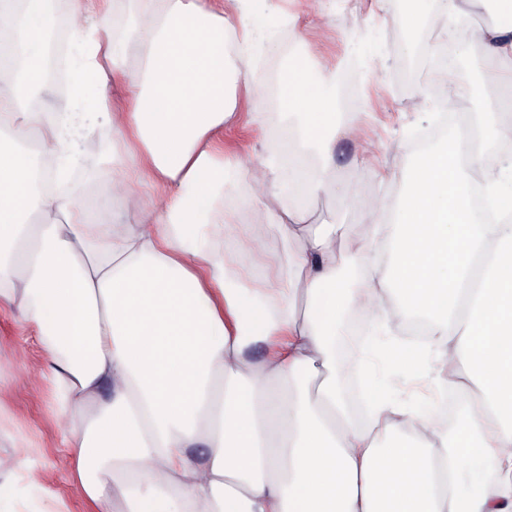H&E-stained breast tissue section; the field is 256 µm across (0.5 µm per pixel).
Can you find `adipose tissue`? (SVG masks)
Returning <instances> with one entry per match:
<instances>
[{
    "label": "adipose tissue",
    "instance_id": "ef3b65f1",
    "mask_svg": "<svg viewBox=\"0 0 512 512\" xmlns=\"http://www.w3.org/2000/svg\"><path fill=\"white\" fill-rule=\"evenodd\" d=\"M487 1L376 0L450 38ZM491 1L499 20L460 51L497 97L419 153L398 200L359 195L351 224L306 206L341 192L336 141L360 119L309 78L323 57L303 43L278 89L288 164L255 171L242 232L218 136L255 50L243 0L232 16L224 0L102 6L56 112L47 0H0V299L38 331L92 512H512V0ZM104 150L91 189L39 186L36 157L63 182ZM270 235L287 275L244 272ZM355 315L364 422L336 377ZM428 360L467 401L449 429L385 381Z\"/></svg>",
    "mask_w": 512,
    "mask_h": 512
}]
</instances>
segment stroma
<instances>
[{
  "label": "stroma",
  "mask_w": 512,
  "mask_h": 512,
  "mask_svg": "<svg viewBox=\"0 0 512 512\" xmlns=\"http://www.w3.org/2000/svg\"><path fill=\"white\" fill-rule=\"evenodd\" d=\"M292 14L300 17L293 28L288 25ZM249 16L256 31L275 27L278 45L242 67L248 84L266 86L267 98L256 110L242 103L240 121L226 126L219 141L225 155L245 171L280 162L274 129L289 117L276 105L278 82L289 58L300 52L302 38L319 39L328 68L318 80L332 84L344 70L356 69L364 121L362 140L343 137L336 146L339 177L351 193L319 197L310 205L322 222L351 224L358 205L354 190L397 198L417 139L445 127L435 103L413 108L429 94L434 64L410 46L416 40L441 44L440 30L428 20L418 36H411L387 20L375 0H324L314 10L306 0H253ZM46 371L35 330L22 323L14 305L0 300V471L10 475L0 484V512H89L72 481ZM19 435L34 446L29 459L12 455V441ZM31 469L39 473L40 485L29 483Z\"/></svg>",
  "instance_id": "35a3bbf8"
}]
</instances>
